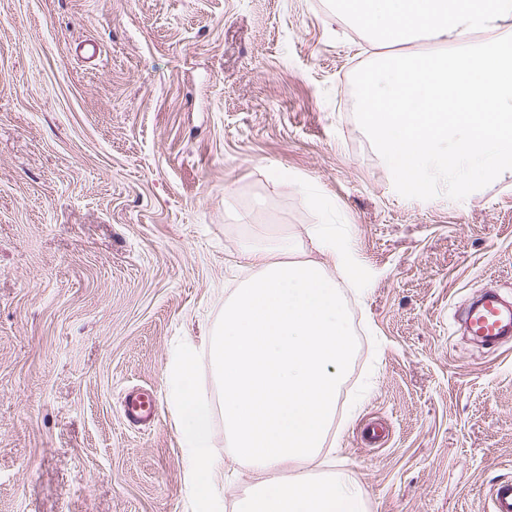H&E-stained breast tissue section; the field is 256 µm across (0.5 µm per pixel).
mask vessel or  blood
I'll use <instances>...</instances> for the list:
<instances>
[{"label":"vessel or blood","instance_id":"b4317fda","mask_svg":"<svg viewBox=\"0 0 512 512\" xmlns=\"http://www.w3.org/2000/svg\"><path fill=\"white\" fill-rule=\"evenodd\" d=\"M463 317L469 334L487 346L494 347L503 339L512 338V306L497 290L484 291L464 309ZM124 414L134 424L150 422L157 414L155 396L139 391L129 393L124 401ZM490 496L491 512H512V482L494 485Z\"/></svg>","mask_w":512,"mask_h":512}]
</instances>
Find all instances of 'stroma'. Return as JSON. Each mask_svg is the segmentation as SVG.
<instances>
[{
  "mask_svg": "<svg viewBox=\"0 0 512 512\" xmlns=\"http://www.w3.org/2000/svg\"><path fill=\"white\" fill-rule=\"evenodd\" d=\"M370 54L326 0H0V512H192L167 365L249 275L237 215L307 237L302 179L372 275L340 284L357 349L312 469L336 462L367 512H489L512 343L460 316L512 298V177L398 194L355 118ZM137 389L158 404L140 429ZM213 451L233 512L253 474L220 423ZM124 414L127 421L133 424H144L156 417V397L150 393L134 391L124 401Z\"/></svg>",
  "mask_w": 512,
  "mask_h": 512,
  "instance_id": "1",
  "label": "stroma"
}]
</instances>
